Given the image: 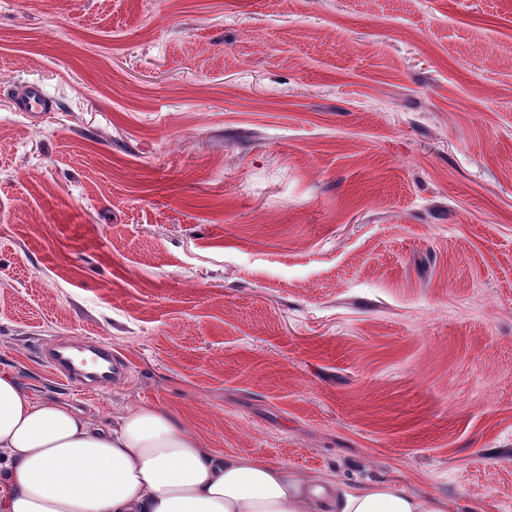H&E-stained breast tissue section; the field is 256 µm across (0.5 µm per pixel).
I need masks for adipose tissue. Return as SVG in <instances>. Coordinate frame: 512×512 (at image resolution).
Wrapping results in <instances>:
<instances>
[{
	"mask_svg": "<svg viewBox=\"0 0 512 512\" xmlns=\"http://www.w3.org/2000/svg\"><path fill=\"white\" fill-rule=\"evenodd\" d=\"M0 512H448L396 481L341 490L256 455L207 448L155 406L97 426L0 373Z\"/></svg>",
	"mask_w": 512,
	"mask_h": 512,
	"instance_id": "obj_1",
	"label": "adipose tissue"
}]
</instances>
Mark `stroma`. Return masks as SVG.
I'll return each instance as SVG.
<instances>
[{"label": "stroma", "instance_id": "stroma-1", "mask_svg": "<svg viewBox=\"0 0 512 512\" xmlns=\"http://www.w3.org/2000/svg\"><path fill=\"white\" fill-rule=\"evenodd\" d=\"M0 372L512 512V0H0ZM52 107V99L35 84L27 86L16 98V109L19 112H49ZM72 349L86 350L93 354L91 363L104 365L99 371L87 372L75 364ZM46 355L55 375L68 384H80L85 388L100 389L112 385L126 367V362L112 354V348L103 343L77 347L71 341H60L46 349Z\"/></svg>", "mask_w": 512, "mask_h": 512}]
</instances>
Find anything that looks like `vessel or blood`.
Wrapping results in <instances>:
<instances>
[{
    "label": "vessel or blood",
    "mask_w": 512,
    "mask_h": 512,
    "mask_svg": "<svg viewBox=\"0 0 512 512\" xmlns=\"http://www.w3.org/2000/svg\"><path fill=\"white\" fill-rule=\"evenodd\" d=\"M53 107L52 99L38 85H30L16 98V108L21 112H48ZM74 342L60 341L46 350V355L55 375L63 382L80 384L87 388L100 389L111 385L124 370L125 361L114 355L110 346L98 343L89 345L91 362L95 371L88 372L75 364L72 351Z\"/></svg>",
    "instance_id": "obj_1"
}]
</instances>
